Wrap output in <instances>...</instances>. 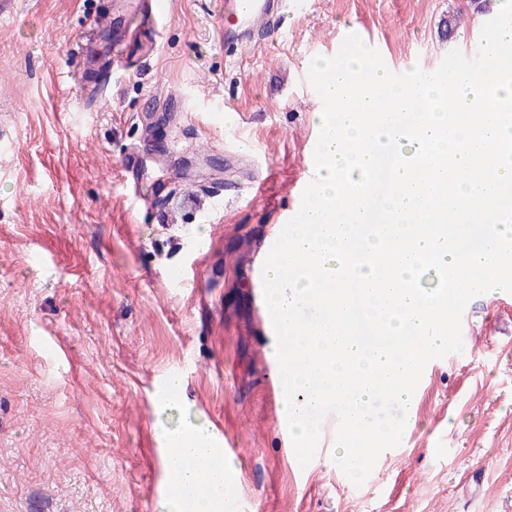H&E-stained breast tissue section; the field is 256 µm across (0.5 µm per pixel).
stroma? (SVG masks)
Instances as JSON below:
<instances>
[{
	"mask_svg": "<svg viewBox=\"0 0 512 512\" xmlns=\"http://www.w3.org/2000/svg\"><path fill=\"white\" fill-rule=\"evenodd\" d=\"M169 2L163 27L120 33L127 70L86 100L79 52L98 54L113 0H0V512H171L165 432L215 418L248 512H512V293L470 300L462 352L427 364L399 452L359 486L316 459L294 479L248 304L317 131L313 58L358 25L399 66L435 65L478 49L498 0H288L279 33L240 48L221 0ZM134 147L161 221L120 183ZM191 266L199 286L175 283Z\"/></svg>",
	"mask_w": 512,
	"mask_h": 512,
	"instance_id": "1",
	"label": "stroma"
}]
</instances>
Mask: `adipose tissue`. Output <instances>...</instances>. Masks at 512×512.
<instances>
[{
	"mask_svg": "<svg viewBox=\"0 0 512 512\" xmlns=\"http://www.w3.org/2000/svg\"><path fill=\"white\" fill-rule=\"evenodd\" d=\"M167 441L171 450L165 467L175 512H222L228 491L225 472L200 467L213 451L209 432L201 427H187L170 433Z\"/></svg>",
	"mask_w": 512,
	"mask_h": 512,
	"instance_id": "ef3b65f1",
	"label": "adipose tissue"
}]
</instances>
